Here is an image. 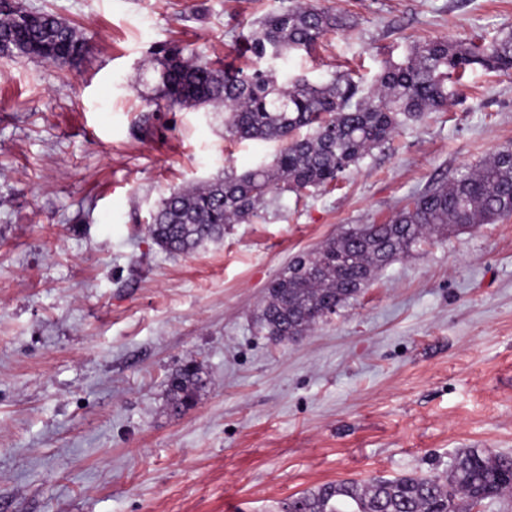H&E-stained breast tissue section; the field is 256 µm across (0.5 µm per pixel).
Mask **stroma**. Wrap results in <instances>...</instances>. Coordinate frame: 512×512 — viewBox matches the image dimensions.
I'll return each instance as SVG.
<instances>
[{"label":"stroma","mask_w":512,"mask_h":512,"mask_svg":"<svg viewBox=\"0 0 512 512\" xmlns=\"http://www.w3.org/2000/svg\"><path fill=\"white\" fill-rule=\"evenodd\" d=\"M85 36L77 62L0 56V512H287L328 482L444 474L512 456V217L433 236L295 341L257 322L298 253L512 147V74L467 68L447 111L403 126L336 185L273 193L221 241L147 232L171 191L270 162L224 115L156 111L153 52L242 50L279 0H10ZM353 20L278 79L352 71L433 39L512 32V0H314ZM209 385L179 417L167 379Z\"/></svg>","instance_id":"obj_1"}]
</instances>
